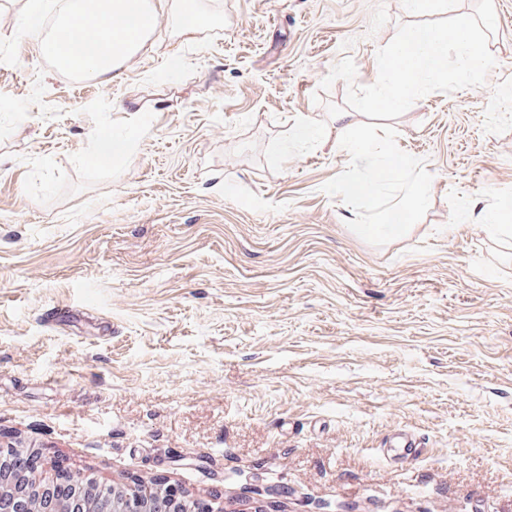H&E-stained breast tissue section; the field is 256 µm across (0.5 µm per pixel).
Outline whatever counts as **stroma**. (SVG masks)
Instances as JSON below:
<instances>
[{
    "instance_id": "1",
    "label": "stroma",
    "mask_w": 512,
    "mask_h": 512,
    "mask_svg": "<svg viewBox=\"0 0 512 512\" xmlns=\"http://www.w3.org/2000/svg\"><path fill=\"white\" fill-rule=\"evenodd\" d=\"M154 3L105 86L0 0V444L226 512H512V216L483 221L512 195V0L484 85L346 123L340 60L371 85L401 25L475 0H193L190 40ZM417 450V440L406 433L395 434L386 444V454L394 452L403 461L414 459Z\"/></svg>"
}]
</instances>
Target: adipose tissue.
<instances>
[{"mask_svg":"<svg viewBox=\"0 0 512 512\" xmlns=\"http://www.w3.org/2000/svg\"><path fill=\"white\" fill-rule=\"evenodd\" d=\"M62 22L69 32L67 54L74 71L91 74L106 85L141 51L145 31L158 19L144 0H76Z\"/></svg>","mask_w":512,"mask_h":512,"instance_id":"1","label":"adipose tissue"}]
</instances>
